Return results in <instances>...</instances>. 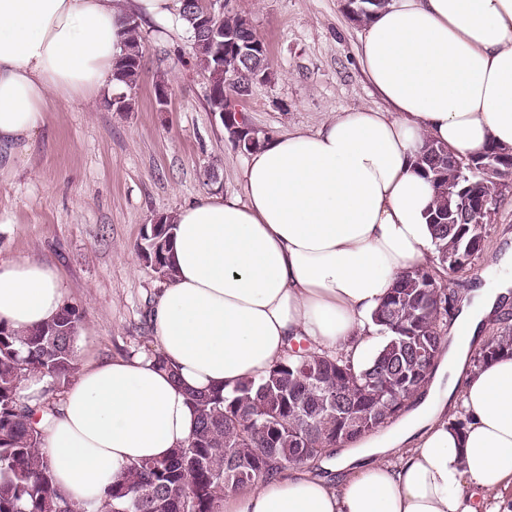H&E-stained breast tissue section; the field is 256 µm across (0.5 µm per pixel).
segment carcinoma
<instances>
[{
  "instance_id": "obj_1",
  "label": "carcinoma",
  "mask_w": 512,
  "mask_h": 512,
  "mask_svg": "<svg viewBox=\"0 0 512 512\" xmlns=\"http://www.w3.org/2000/svg\"><path fill=\"white\" fill-rule=\"evenodd\" d=\"M188 23V63L206 75L209 111L216 94L251 86L271 76L268 49L250 20L224 8L215 24L224 31V58L196 31L200 6L180 0ZM389 0H347L357 23H365ZM125 50L112 80L122 89L111 100L119 112L132 109V91L143 69L145 39L138 18H128ZM251 45L255 69L237 46ZM237 128L244 152L258 148V132L225 113L224 129ZM512 156L490 142L467 158L425 140L415 166L435 188L429 210L434 255L424 267L400 275L372 314L384 343L371 364L357 368L344 349L288 355L264 375L233 389L187 390L197 413L186 445L165 458L130 466L114 480L95 507L74 501L56 485L51 463L40 452V417L56 413L61 389L78 368L75 346L84 312L70 304L51 322L29 332L0 324V512H219L225 492L266 480L290 466L327 458L347 439L372 435L411 408L410 400L430 382L447 343L448 309L444 280L472 268L485 251L503 197L512 192ZM172 224H152L137 245V256L158 277H172ZM512 354V323L504 321L475 362ZM30 375L49 378L44 399L34 405L21 395Z\"/></svg>"
}]
</instances>
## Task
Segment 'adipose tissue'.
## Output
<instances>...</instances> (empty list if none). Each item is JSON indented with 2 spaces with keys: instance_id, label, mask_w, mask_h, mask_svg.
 Listing matches in <instances>:
<instances>
[{
  "instance_id": "adipose-tissue-1",
  "label": "adipose tissue",
  "mask_w": 512,
  "mask_h": 512,
  "mask_svg": "<svg viewBox=\"0 0 512 512\" xmlns=\"http://www.w3.org/2000/svg\"><path fill=\"white\" fill-rule=\"evenodd\" d=\"M178 8L0 0V169L28 153L50 97L116 93L129 15L176 32ZM359 61L386 110L263 138L243 196L206 192L171 214L173 276L151 309L168 369L146 354L86 355L43 428L41 450L73 500L97 504L127 467L185 445L188 390L257 378L299 342L344 347L366 366L381 343L372 313L433 254L435 190L414 167L424 139L462 157L491 141L512 149V0H390L364 24ZM496 267L493 284L462 299L467 334H451L427 397L387 433L323 461L336 481L283 472L225 493L220 512H512V356L467 367L482 323L512 295V256ZM68 301L51 264L0 259L1 323L30 330Z\"/></svg>"
}]
</instances>
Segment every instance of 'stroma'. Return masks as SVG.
Wrapping results in <instances>:
<instances>
[{
  "label": "stroma",
  "instance_id": "1",
  "mask_svg": "<svg viewBox=\"0 0 512 512\" xmlns=\"http://www.w3.org/2000/svg\"><path fill=\"white\" fill-rule=\"evenodd\" d=\"M265 42L269 80L241 104L259 133L313 130L336 113L384 108L359 64L362 25L346 0H229ZM143 71L132 109L107 98H51L28 157L0 175V257L35 258L66 280L93 333L77 337L98 357L156 349L149 308L161 286L136 255L146 225L200 194L242 193L245 152L209 112L207 81L184 65L188 33L144 21ZM169 86L157 105L156 79ZM216 167L217 181L206 177ZM512 249V196L501 204L483 258L462 288L484 284L490 260Z\"/></svg>",
  "mask_w": 512,
  "mask_h": 512
}]
</instances>
